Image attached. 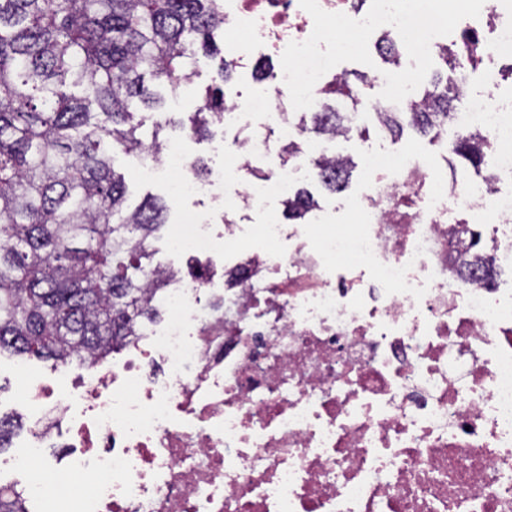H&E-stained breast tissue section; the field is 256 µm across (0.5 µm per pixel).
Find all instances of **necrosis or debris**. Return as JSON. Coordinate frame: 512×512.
Masks as SVG:
<instances>
[{
	"mask_svg": "<svg viewBox=\"0 0 512 512\" xmlns=\"http://www.w3.org/2000/svg\"><path fill=\"white\" fill-rule=\"evenodd\" d=\"M240 32L225 58L245 70L308 39L299 0H224ZM470 29L496 86L512 59V0H489ZM290 94L276 73L261 94L227 97L237 134L200 179L169 143L177 197L206 195L245 168L234 195L267 214L263 243L241 228L178 225L172 251L224 255L222 277L185 273L163 295L166 316L122 361L56 389L15 380L33 415L22 452L0 475L26 485L34 512H512V280L451 272L448 212L487 227L485 255L512 272V100L462 97L455 129H478L494 154L492 182L449 190L419 152H372L361 194L331 221L294 228L275 203L333 156L328 142L283 161L268 141H293ZM425 199L400 223L386 199ZM72 449L67 465L45 457Z\"/></svg>",
	"mask_w": 512,
	"mask_h": 512,
	"instance_id": "1",
	"label": "necrosis or debris"
}]
</instances>
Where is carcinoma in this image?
Masks as SVG:
<instances>
[{
  "label": "carcinoma",
  "mask_w": 512,
  "mask_h": 512,
  "mask_svg": "<svg viewBox=\"0 0 512 512\" xmlns=\"http://www.w3.org/2000/svg\"><path fill=\"white\" fill-rule=\"evenodd\" d=\"M223 28L222 0H0V354L56 368L75 360L100 366L156 319L160 297L177 281L152 262L171 202L149 195L126 207L111 153L157 157L168 144L165 128L205 138L224 121L233 66L215 42ZM378 51L389 66L400 56L386 35ZM200 52L216 60L203 104L185 116L164 111L162 91L193 82ZM456 65L442 54L412 111L376 112L377 130L439 138L457 99L448 83ZM323 94L327 110L300 118L302 132L320 140L361 105L346 76ZM142 110L164 113L148 144L139 134ZM450 149L464 166L487 165L476 131L456 133ZM356 168L350 156L324 162L317 181L342 192ZM282 204L295 224L308 223L318 206L304 186ZM21 429L20 417L0 416V451ZM0 512H26L22 492L0 488Z\"/></svg>",
  "instance_id": "1"
}]
</instances>
